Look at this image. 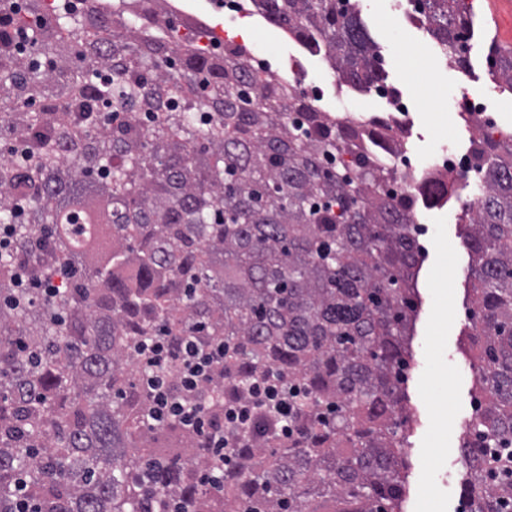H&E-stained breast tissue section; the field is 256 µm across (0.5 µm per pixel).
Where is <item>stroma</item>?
I'll list each match as a JSON object with an SVG mask.
<instances>
[{
  "instance_id": "1",
  "label": "stroma",
  "mask_w": 512,
  "mask_h": 512,
  "mask_svg": "<svg viewBox=\"0 0 512 512\" xmlns=\"http://www.w3.org/2000/svg\"><path fill=\"white\" fill-rule=\"evenodd\" d=\"M471 19L469 72L447 65L435 42L392 9V0H359L362 17L382 47L391 84L412 107V156L440 145L468 149L474 132L459 116L465 91L481 90L501 124L512 130V93L500 91L487 61L491 45L512 46V11L491 0H466ZM456 209L418 207L426 226L420 243L423 262L415 285L419 307L412 348L415 368L404 390L415 415L406 434L407 477L403 512H465L462 493L466 463L459 451L469 424L473 375L465 348L473 326L468 319L470 253Z\"/></svg>"
}]
</instances>
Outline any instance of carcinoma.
Listing matches in <instances>:
<instances>
[{
    "label": "carcinoma",
    "instance_id": "1",
    "mask_svg": "<svg viewBox=\"0 0 512 512\" xmlns=\"http://www.w3.org/2000/svg\"><path fill=\"white\" fill-rule=\"evenodd\" d=\"M57 19L0 0V512H401L404 384L421 247L416 201L385 189L395 143L313 110L246 52L181 37L164 0ZM339 81L390 93L357 0H253ZM468 71L463 0H412ZM512 92V55L491 70ZM468 512H512V137L471 141ZM52 291L17 287L18 271ZM224 343L191 393L224 403L276 374L293 436L259 417L217 483L205 437L153 418L138 342Z\"/></svg>",
    "mask_w": 512,
    "mask_h": 512
}]
</instances>
